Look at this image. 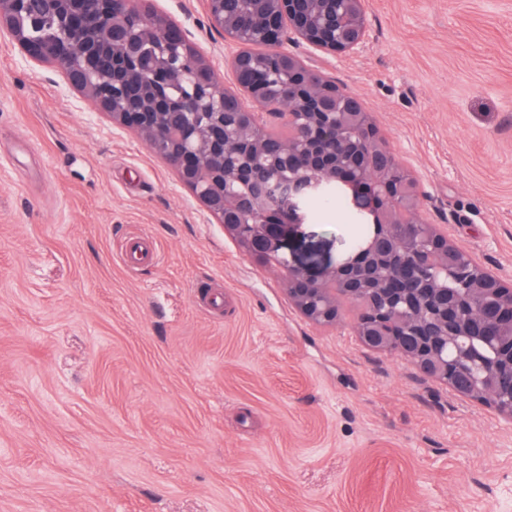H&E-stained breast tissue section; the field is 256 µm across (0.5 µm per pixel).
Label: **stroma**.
<instances>
[{"instance_id": "stroma-1", "label": "stroma", "mask_w": 512, "mask_h": 512, "mask_svg": "<svg viewBox=\"0 0 512 512\" xmlns=\"http://www.w3.org/2000/svg\"><path fill=\"white\" fill-rule=\"evenodd\" d=\"M238 92L205 0H148ZM299 44L417 181L420 219L512 282V0H366ZM150 238L152 264L124 260ZM352 246L337 213L283 252ZM318 327L134 132L0 32V512H512V420Z\"/></svg>"}]
</instances>
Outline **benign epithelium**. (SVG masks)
Returning a JSON list of instances; mask_svg holds the SVG:
<instances>
[{"mask_svg": "<svg viewBox=\"0 0 512 512\" xmlns=\"http://www.w3.org/2000/svg\"><path fill=\"white\" fill-rule=\"evenodd\" d=\"M80 0H0V29L27 61L58 69L112 124L138 133L190 188L203 210L255 259L285 272L289 302L310 322L334 326L338 299L360 305L352 325L366 349L394 353L426 378L512 419V284L434 224L402 216L391 202L404 180H387L393 154L361 101L308 69L290 50L301 41L332 52L368 44L365 0H260L251 26L273 47L259 76L233 59L238 84L257 107L288 124L263 138L215 81L183 29L133 0H95L80 32ZM209 26L236 29L240 0H205ZM53 20L63 44H32L19 22ZM347 189L373 217L363 246L318 273L281 254L308 203Z\"/></svg>", "mask_w": 512, "mask_h": 512, "instance_id": "1", "label": "benign epithelium"}]
</instances>
